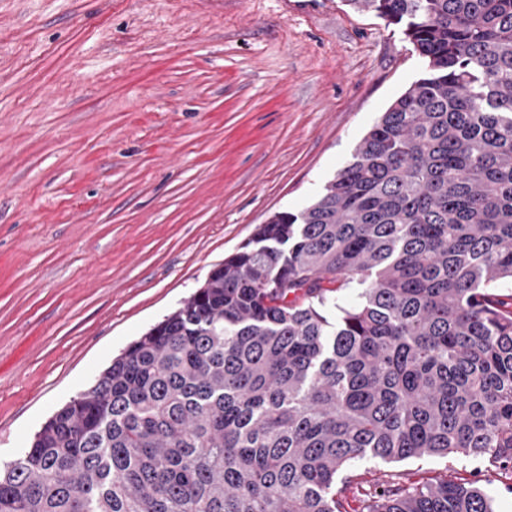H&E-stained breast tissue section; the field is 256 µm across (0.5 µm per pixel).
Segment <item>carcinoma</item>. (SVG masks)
Segmentation results:
<instances>
[{
  "instance_id": "carcinoma-1",
  "label": "carcinoma",
  "mask_w": 512,
  "mask_h": 512,
  "mask_svg": "<svg viewBox=\"0 0 512 512\" xmlns=\"http://www.w3.org/2000/svg\"><path fill=\"white\" fill-rule=\"evenodd\" d=\"M343 2L422 76L0 467V512H342L366 457L512 470V0ZM361 512L495 510L438 478Z\"/></svg>"
}]
</instances>
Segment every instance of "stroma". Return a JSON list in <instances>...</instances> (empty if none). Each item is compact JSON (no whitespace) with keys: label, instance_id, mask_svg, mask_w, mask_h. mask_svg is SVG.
<instances>
[{"label":"stroma","instance_id":"35a3bbf8","mask_svg":"<svg viewBox=\"0 0 512 512\" xmlns=\"http://www.w3.org/2000/svg\"><path fill=\"white\" fill-rule=\"evenodd\" d=\"M424 70L342 0H0V464L278 211L299 212ZM474 483L482 459L355 462Z\"/></svg>","mask_w":512,"mask_h":512}]
</instances>
